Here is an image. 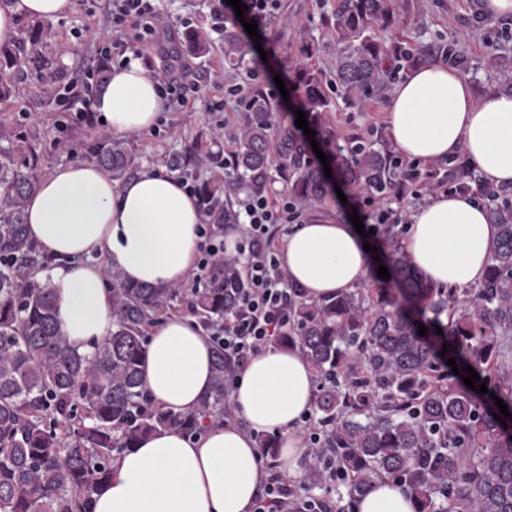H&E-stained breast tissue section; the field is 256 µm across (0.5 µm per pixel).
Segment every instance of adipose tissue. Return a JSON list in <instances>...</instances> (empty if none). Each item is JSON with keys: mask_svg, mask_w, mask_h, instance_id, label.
Here are the masks:
<instances>
[{"mask_svg": "<svg viewBox=\"0 0 512 512\" xmlns=\"http://www.w3.org/2000/svg\"><path fill=\"white\" fill-rule=\"evenodd\" d=\"M72 0H9L0 7V43L18 36L22 17L58 20ZM117 135L153 128L164 113L157 81L142 59L113 68L93 104ZM395 151L412 162L464 155L493 188L512 187V92L474 99L470 83L447 61L409 70L387 104ZM28 235L51 264L57 321L78 352L112 332V285L106 271L156 286L183 283L200 245L195 196L163 168L144 167L117 181L83 158L38 178L26 205ZM402 241L413 263L434 284L460 291L485 275L487 247L496 235L485 205L462 193H440L413 209ZM348 220L295 225L279 250L293 285L310 301H324L365 283L377 263ZM144 386L174 412L194 409L212 384V344L187 317L172 315L150 332ZM316 401L315 374L293 348L272 346L254 356L234 392L249 431L215 423L189 438L163 431L139 441L112 465L90 512H249L265 478L254 432L283 437L279 459L297 472L307 452L299 429ZM410 492L386 479L356 503L355 512H417Z\"/></svg>", "mask_w": 512, "mask_h": 512, "instance_id": "1", "label": "adipose tissue"}]
</instances>
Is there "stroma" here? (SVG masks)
Masks as SVG:
<instances>
[{
    "mask_svg": "<svg viewBox=\"0 0 512 512\" xmlns=\"http://www.w3.org/2000/svg\"><path fill=\"white\" fill-rule=\"evenodd\" d=\"M338 4L339 0H279L275 17L259 25L258 38L242 35L243 63L238 66L226 59L224 34L213 27L214 0H158L159 9L174 22L166 44L175 60L211 76L216 84L203 91L194 111L166 113L158 133L127 137L138 165L165 168L176 157L187 164L196 185L209 181L213 167L203 161L202 154L223 149L214 128L224 115L206 111V101L223 99L224 83L239 82L246 69H262L269 82L284 74L285 60L296 55L304 36L314 38L317 45L308 64L323 75L331 99V123L344 137H357L368 145L388 138L386 104L400 75L386 74L365 109L345 102L334 85L336 41L326 24ZM390 7L405 22L387 29V45L419 53L426 61L455 55L467 66L466 76L475 98L492 89H504L499 63L502 56L512 57V17L485 14L480 0H391ZM99 15L100 0H73V8L64 18L48 22L49 36L31 54L27 65L10 75L14 96L11 102L0 103V122L14 126L32 146L30 161L37 174L85 157L86 144L112 135L98 122L76 134L73 151H61L56 145L60 136L57 96L40 91L54 78L63 83L82 79L79 62L98 40ZM189 30L202 34L205 52H193L185 45L183 36Z\"/></svg>",
    "mask_w": 512,
    "mask_h": 512,
    "instance_id": "stroma-1",
    "label": "stroma"
}]
</instances>
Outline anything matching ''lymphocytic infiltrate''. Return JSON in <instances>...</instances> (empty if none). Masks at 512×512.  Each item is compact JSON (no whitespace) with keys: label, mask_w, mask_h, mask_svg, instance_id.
<instances>
[{"label":"lymphocytic infiltrate","mask_w":512,"mask_h":512,"mask_svg":"<svg viewBox=\"0 0 512 512\" xmlns=\"http://www.w3.org/2000/svg\"><path fill=\"white\" fill-rule=\"evenodd\" d=\"M169 26L168 17L157 9L153 0H103L97 52L122 59L126 54L137 57L145 48L155 47L160 57H167L162 39ZM97 72V67L85 64L81 82L70 85L67 96L61 97V109L67 114V129L94 124L91 104L100 93ZM154 77L167 109H193L198 82L189 65H181L178 75L162 69L155 71ZM230 99L235 102L236 112L250 111L252 100L238 83L225 86L223 100L206 105L207 110H220L225 114L223 123L216 130L217 137L224 142V150L211 158L216 169L224 171L231 170L234 161L236 124L233 114L224 111ZM301 215V207L288 193L272 195L261 188L251 190L236 200V221L242 224L243 230L231 253L226 252L210 214L202 216L200 234L203 243L189 275L190 281L199 284L218 261L230 256L240 263L246 283L230 317L209 328L212 340L224 349L225 421L238 418L232 395L248 362L288 328L292 302L299 290L290 282L278 259L275 233L280 225L295 223ZM329 509L324 499L300 496L287 477L275 473L264 483L250 512H329Z\"/></svg>","instance_id":"lymphocytic-infiltrate-1"}]
</instances>
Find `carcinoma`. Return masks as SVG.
I'll list each match as a JSON object with an SVG mask.
<instances>
[{"label": "carcinoma", "instance_id": "carcinoma-1", "mask_svg": "<svg viewBox=\"0 0 512 512\" xmlns=\"http://www.w3.org/2000/svg\"><path fill=\"white\" fill-rule=\"evenodd\" d=\"M395 21L388 0H340L328 25L342 46L336 87L354 105L364 103L383 78V44L375 28ZM48 36L38 23L13 46L0 45V99L10 97L7 76L28 61L27 46ZM225 56L241 60L235 26L224 29ZM302 89L309 119L331 111L321 73L303 58L288 60ZM270 104L254 97L251 119L237 130L234 170L201 189L217 224H230V197L245 185L264 184L269 151ZM289 194L312 209L329 192L323 169L302 156L298 135L288 132ZM30 146L0 122V512H88L112 463L136 442L160 430L196 437L224 421V350L213 352L210 391L191 412L173 413L148 395L142 374L147 329L160 320L181 290L130 284L112 269V334L80 354L57 327V296L36 272L46 268L27 236L25 207L36 185L20 154ZM91 152L110 177L122 178L134 157L121 140L95 143ZM337 177L356 192L390 185L391 162L381 147L336 145ZM464 192L489 197L488 219L497 236L488 247L487 272L476 288L458 293L423 276L403 251L395 225L384 224L393 278L409 307L401 309L377 279L328 301L296 299L280 345L298 348L324 379L317 413L324 424L322 453L343 478L328 483L320 461L309 468L310 489L333 488L336 512L352 504L377 479L406 487L419 512H512V195L486 189L465 163L433 172ZM245 287L239 267L217 263L207 283L192 288L199 323L230 315ZM427 327L425 335L419 326ZM442 333H436V328ZM445 356H440L442 347ZM456 359L459 374L447 364ZM471 366L485 384L465 385Z\"/></svg>", "mask_w": 512, "mask_h": 512}]
</instances>
